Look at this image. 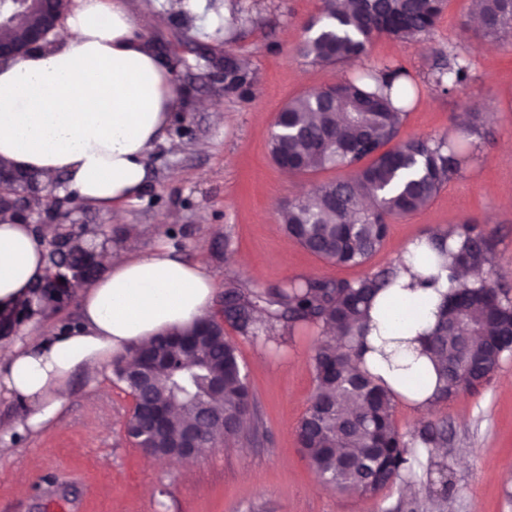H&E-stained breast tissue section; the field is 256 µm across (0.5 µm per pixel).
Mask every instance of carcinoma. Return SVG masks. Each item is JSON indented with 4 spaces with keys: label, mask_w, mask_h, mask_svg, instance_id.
I'll return each mask as SVG.
<instances>
[{
    "label": "carcinoma",
    "mask_w": 512,
    "mask_h": 512,
    "mask_svg": "<svg viewBox=\"0 0 512 512\" xmlns=\"http://www.w3.org/2000/svg\"><path fill=\"white\" fill-rule=\"evenodd\" d=\"M446 0H322V8L305 28L297 52L315 63L337 65L361 59L372 40L388 35L410 43L431 33ZM485 37L512 39V0H478ZM41 16L25 11L0 28V35L24 40ZM470 79V64L458 54L437 65L432 81L444 93ZM252 71L235 61L224 66V91L246 97ZM412 74L399 63L358 72L318 93L288 102L274 123L270 152L274 162L308 174L347 171L344 178L323 181L283 207L285 232L316 256L344 266H362L380 250L388 219L426 207L448 180L471 158L470 144L447 136L399 139L415 93ZM466 136L486 137L483 112L467 107L456 119ZM434 264L468 265L484 271L476 286H463L439 306L429 335V350L440 361L439 394L447 400L461 390L487 382L501 360L512 353V298L491 278L495 242L475 219L431 234ZM392 267L353 281L304 279L278 288L253 290L229 283L224 315L245 336L271 337L277 329L300 323L336 330V338L319 344L312 357L315 389L312 404L297 429V442L309 465L329 488L372 496L400 480L411 490L419 448H438L447 440L444 423L428 422L413 434L398 429L393 394L359 369L362 321L372 298L389 284ZM65 309L71 297L53 288H33L18 308L27 316ZM197 336L203 358L186 352L180 335H162L152 348L130 349L136 362L149 361L152 382L140 392L125 357L113 360L114 381L129 395L160 402L166 417L162 431L147 437L141 421L128 435L145 451L159 456L175 451L181 429L198 428L190 457L222 441L258 439L262 422L241 366L237 348L224 326L203 319Z\"/></svg>",
    "instance_id": "cac0c4a2"
}]
</instances>
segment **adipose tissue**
<instances>
[{"label":"adipose tissue","instance_id":"adipose-tissue-1","mask_svg":"<svg viewBox=\"0 0 512 512\" xmlns=\"http://www.w3.org/2000/svg\"><path fill=\"white\" fill-rule=\"evenodd\" d=\"M149 16L123 0H74L51 44L0 60V159L21 171L64 178L83 200L120 211L148 180L145 156L173 117L170 72L145 33ZM44 250L30 225L0 222V307H13L45 274ZM420 263L398 267L372 300L361 366L398 401L424 412L435 404V365L420 336L451 282L427 280ZM210 275L160 245L110 254L80 297V318L60 331L0 343V395L26 415L0 422V436L58 424L75 373L94 376L126 348L204 317ZM418 389H407L408 378Z\"/></svg>","mask_w":512,"mask_h":512}]
</instances>
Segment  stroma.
<instances>
[{
    "mask_svg": "<svg viewBox=\"0 0 512 512\" xmlns=\"http://www.w3.org/2000/svg\"><path fill=\"white\" fill-rule=\"evenodd\" d=\"M126 6L150 16L148 37L175 62L181 123L149 151L150 181L121 214L81 202L72 218L106 225L116 253L143 252L179 232L177 254L199 262L214 281L207 315L223 322L238 349L264 436L259 444L230 442L190 461L149 459L125 432L132 399L106 363L95 379H72L62 430L0 439V512H394L405 497L402 483L373 497L336 492L322 486L299 448L296 430L314 393L320 327L301 324L271 339L244 336L224 319V285L235 280L265 290L305 278L353 281L389 265L414 238L474 218L496 244L493 280L512 290V202L500 194L512 185V149L504 147L512 142V43L462 29L470 0H446L434 31L416 42L373 40L362 66L399 62L419 86L401 138L453 134V116L472 104L483 110L488 135L425 209L390 220L383 247L365 265L343 267L307 252L280 228L289 199L339 178V170L287 176L269 155L282 107L353 70L315 64L296 51L321 0H224L225 10L247 18L230 33L209 32L206 10L173 13L164 0ZM455 53L469 61L471 79L445 94L432 84L431 70ZM227 58L253 71L251 97L225 94L216 64ZM394 420L405 434L425 422L447 423L448 439L434 457L453 481L443 512H512V483L488 478L512 472V355L483 386L430 411L395 403ZM21 483L23 495L16 491Z\"/></svg>",
    "mask_w": 512,
    "mask_h": 512,
    "instance_id": "1",
    "label": "stroma"
}]
</instances>
